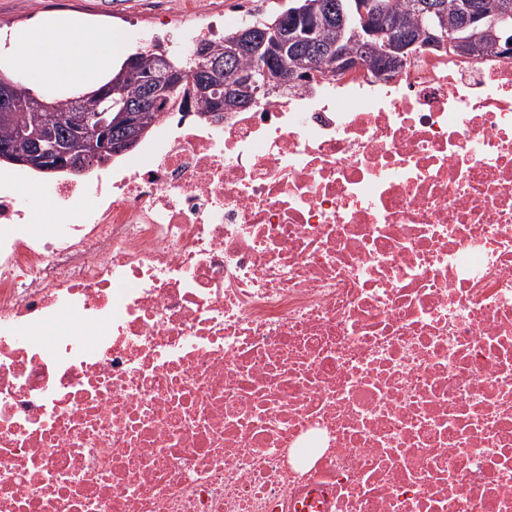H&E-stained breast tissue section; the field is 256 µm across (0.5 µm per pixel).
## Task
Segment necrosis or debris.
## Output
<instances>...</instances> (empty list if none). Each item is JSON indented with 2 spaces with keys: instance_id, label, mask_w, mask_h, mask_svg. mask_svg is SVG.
Listing matches in <instances>:
<instances>
[{
  "instance_id": "necrosis-or-debris-1",
  "label": "necrosis or debris",
  "mask_w": 512,
  "mask_h": 512,
  "mask_svg": "<svg viewBox=\"0 0 512 512\" xmlns=\"http://www.w3.org/2000/svg\"><path fill=\"white\" fill-rule=\"evenodd\" d=\"M41 189L0 173V512H512L511 60Z\"/></svg>"
}]
</instances>
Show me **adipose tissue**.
Masks as SVG:
<instances>
[{
  "label": "adipose tissue",
  "mask_w": 512,
  "mask_h": 512,
  "mask_svg": "<svg viewBox=\"0 0 512 512\" xmlns=\"http://www.w3.org/2000/svg\"><path fill=\"white\" fill-rule=\"evenodd\" d=\"M123 57L118 34L86 35L68 24H37L22 34L14 61L33 82L62 79L67 86L88 90L101 85Z\"/></svg>",
  "instance_id": "1"
}]
</instances>
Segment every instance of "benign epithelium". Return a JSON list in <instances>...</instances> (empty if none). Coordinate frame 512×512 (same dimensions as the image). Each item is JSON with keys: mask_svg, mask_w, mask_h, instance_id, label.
I'll return each mask as SVG.
<instances>
[{"mask_svg": "<svg viewBox=\"0 0 512 512\" xmlns=\"http://www.w3.org/2000/svg\"><path fill=\"white\" fill-rule=\"evenodd\" d=\"M415 7L426 20L420 38L388 25L390 4L386 0H350L345 5L328 0L319 13H291L290 21L278 29L267 30L258 21L247 23L240 31L241 40L224 47V56L212 57L192 44L189 51L207 62L191 73L176 72L167 59L159 58L144 80L143 94L126 101L120 112H99L101 100L81 99L70 108L62 129L54 121L39 129L18 128V136L29 141V149L17 153L11 143L1 142L0 158L44 173L82 175L139 143L152 126L144 112L161 94L177 93L180 101L220 97L224 104L213 110L211 118L222 120L232 112L252 110L261 99L284 89L306 90L315 82L353 75L391 81L428 50L479 56L487 27L501 30L502 57H512V4L507 2L498 13L489 15L467 0L462 4L463 22L450 34L444 29L439 0H416ZM330 24L340 27V35L326 46L319 42L318 32ZM288 53L298 58L299 68L288 71L277 65L278 58ZM243 55L252 59L250 69L231 80L225 78L224 73L235 69ZM21 107L14 84L1 85L0 119L12 120ZM72 137L82 141L78 153L69 146Z\"/></svg>", "mask_w": 512, "mask_h": 512, "instance_id": "obj_1", "label": "benign epithelium"}]
</instances>
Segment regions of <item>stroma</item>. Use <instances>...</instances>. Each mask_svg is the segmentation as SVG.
I'll list each match as a JSON object with an SVG mask.
<instances>
[{"label": "stroma", "mask_w": 512, "mask_h": 512, "mask_svg": "<svg viewBox=\"0 0 512 512\" xmlns=\"http://www.w3.org/2000/svg\"><path fill=\"white\" fill-rule=\"evenodd\" d=\"M288 0H0V33H20L36 19H72L84 29L120 33L127 52L141 37L163 39L179 16L225 20L229 28L252 17H269Z\"/></svg>", "instance_id": "stroma-1"}]
</instances>
